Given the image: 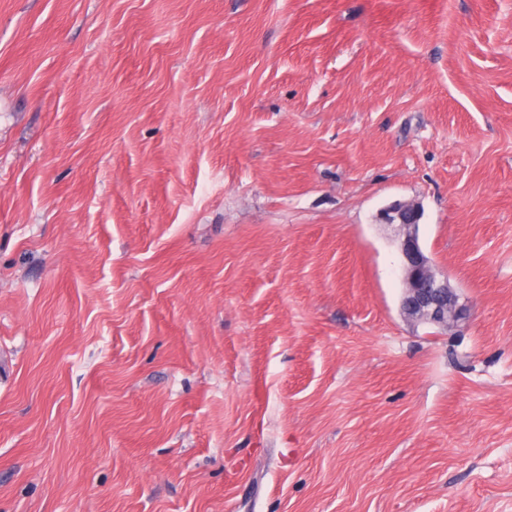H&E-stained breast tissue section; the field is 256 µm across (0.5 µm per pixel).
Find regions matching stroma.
Returning <instances> with one entry per match:
<instances>
[{
  "mask_svg": "<svg viewBox=\"0 0 512 512\" xmlns=\"http://www.w3.org/2000/svg\"><path fill=\"white\" fill-rule=\"evenodd\" d=\"M0 512H512V0H0ZM420 214L417 206L396 202L384 211L385 223L398 226V241L404 259L406 288L402 310L412 321L437 326L462 318L463 307L448 285V277L439 274L423 253L418 240V225L409 217Z\"/></svg>",
  "mask_w": 512,
  "mask_h": 512,
  "instance_id": "1",
  "label": "stroma"
}]
</instances>
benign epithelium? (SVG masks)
Wrapping results in <instances>:
<instances>
[{
	"label": "benign epithelium",
	"mask_w": 512,
	"mask_h": 512,
	"mask_svg": "<svg viewBox=\"0 0 512 512\" xmlns=\"http://www.w3.org/2000/svg\"><path fill=\"white\" fill-rule=\"evenodd\" d=\"M418 213L417 206L405 202H395L384 211L385 223L395 224L399 230L406 283L402 310L413 321L446 326L462 318L463 307L449 287L448 277L434 269L420 247L418 225L410 220Z\"/></svg>",
	"instance_id": "7a95c632"
}]
</instances>
